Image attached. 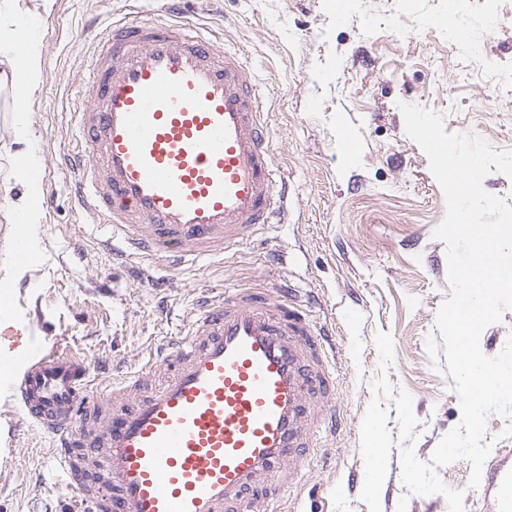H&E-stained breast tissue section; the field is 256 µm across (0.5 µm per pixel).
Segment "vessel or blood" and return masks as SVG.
I'll return each mask as SVG.
<instances>
[{"instance_id": "vessel-or-blood-1", "label": "vessel or blood", "mask_w": 512, "mask_h": 512, "mask_svg": "<svg viewBox=\"0 0 512 512\" xmlns=\"http://www.w3.org/2000/svg\"><path fill=\"white\" fill-rule=\"evenodd\" d=\"M181 2L92 36L79 144L60 163L114 260L177 271L288 213L254 70ZM36 256L19 226L14 264ZM309 306L285 281L205 286L138 371L97 389L86 360L29 335L0 344V392L50 436L66 512H282L340 422L336 352ZM481 490L488 512H512V460Z\"/></svg>"}]
</instances>
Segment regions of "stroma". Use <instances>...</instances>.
I'll list each match as a JSON object with an SVG mask.
<instances>
[{
	"mask_svg": "<svg viewBox=\"0 0 512 512\" xmlns=\"http://www.w3.org/2000/svg\"><path fill=\"white\" fill-rule=\"evenodd\" d=\"M39 14L43 81L28 97L29 145L15 142L13 103L0 92V283L11 285L17 316L37 335L55 336L73 354L130 372L174 332L155 312L149 282L112 265L100 231L81 214L68 175L56 158L76 145V89L89 64L90 29L109 19L148 12L156 0H21ZM186 18L207 24L229 49L241 50L266 95L275 160L288 181V221L248 239L224 260L180 271L157 267L168 280L171 315L188 305L200 284L223 287L240 274L262 271L261 243L288 253V274L318 298L319 325H335L336 400L344 423L321 457L288 494V512H369L361 426L379 377L406 390L418 419L415 454L429 461L441 438L460 421L454 381L445 373L437 314L450 296L446 246L434 235L447 214L443 190L423 150L405 133L400 103L441 113L446 132L473 134L495 150L512 149V100L491 97L483 70L512 61V0L486 31L477 0H458L478 57L448 45V0H350L337 23L330 0H184ZM34 149L48 176L51 202L38 227L34 267L11 260L16 231L11 198L23 191L14 162ZM355 313L342 323L344 311ZM393 338L382 365L379 333ZM401 445L393 443L380 491L381 512H449L439 494L408 495ZM45 435L22 425L16 405L0 396V512H43L62 485L50 472ZM471 465L439 468L444 485L464 494L465 512H486L470 487Z\"/></svg>",
	"mask_w": 512,
	"mask_h": 512,
	"instance_id": "stroma-1",
	"label": "stroma"
}]
</instances>
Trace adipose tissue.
I'll use <instances>...</instances> for the list:
<instances>
[{"mask_svg": "<svg viewBox=\"0 0 512 512\" xmlns=\"http://www.w3.org/2000/svg\"><path fill=\"white\" fill-rule=\"evenodd\" d=\"M40 16H23L18 0H0V88L23 84L34 92L41 83V60L36 50L40 40Z\"/></svg>", "mask_w": 512, "mask_h": 512, "instance_id": "1", "label": "adipose tissue"}]
</instances>
